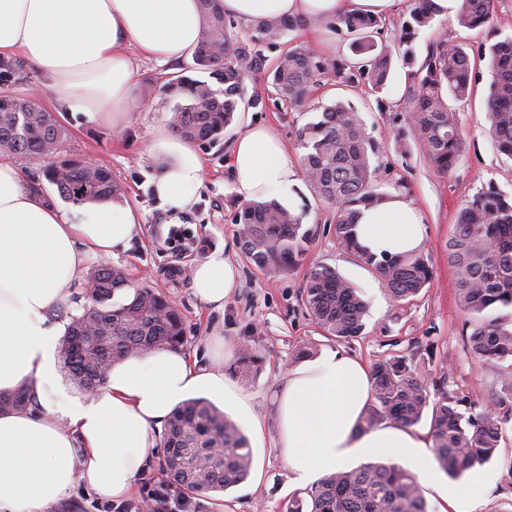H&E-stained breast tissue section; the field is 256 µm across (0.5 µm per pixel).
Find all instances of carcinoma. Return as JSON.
I'll use <instances>...</instances> for the list:
<instances>
[{
	"label": "carcinoma",
	"mask_w": 512,
	"mask_h": 512,
	"mask_svg": "<svg viewBox=\"0 0 512 512\" xmlns=\"http://www.w3.org/2000/svg\"><path fill=\"white\" fill-rule=\"evenodd\" d=\"M497 0H457L454 21L466 29L491 28ZM202 34L194 51L195 69L224 85L216 92L208 82L176 75L159 86L143 82L148 99L158 92L176 101L169 124L187 140L215 141L240 107L256 108L259 97L246 98L245 79L254 72L271 78L280 99L292 108L310 105L313 87L331 77L336 83L356 88L362 84L380 94L386 87L394 57L406 68L408 99L412 104L413 131L426 147L429 164L443 175L461 164L463 141L456 113L448 97L468 98L479 79L471 65L474 57L486 63L492 80L487 97L489 133L497 150L512 159V36L483 43L473 53L462 43L434 29L433 0H412L408 16L400 23L396 46L380 44L383 23L369 14L351 13L330 25L351 37V56H315L304 45L284 40L311 20L288 17L241 26L224 13L221 0H199ZM431 31L426 54L418 57L416 40ZM280 40V52L268 63L265 49ZM320 116L299 130L303 149L301 165L312 193L334 209L336 243L359 265L373 270L397 300L417 295L429 282L428 264L420 255L378 257L358 245L355 221L358 206L387 197L381 190L376 153L359 111L353 104L335 101L320 106ZM68 130L36 98L0 92V153L45 159L43 176L60 196L74 202L119 198L120 189L109 169L90 168L63 155ZM303 215L275 201H254L238 213L240 236L250 261L259 268L290 263L304 251L308 231ZM448 255L456 271L460 306L470 317L469 345L480 361L512 359V316L493 311L512 309V201L489 188L480 193L458 216L448 239ZM95 296L78 314L69 316L58 353L63 367L84 391L105 383L112 363L159 348L177 349L184 344L181 312L164 294L138 288L126 303H114L116 292L129 286L126 272L107 263L88 274ZM304 301L316 323L330 336L354 338L364 328L366 304L355 288L326 266L315 267L308 277ZM112 337V351L101 355L90 337ZM260 359L244 348L234 372L249 378ZM375 404L361 417L359 427L370 430L383 420L411 427L429 417V434L440 467L459 478L488 462L500 441L501 419L470 402L464 415V399L450 392L431 398L427 386L411 366L393 358L373 371ZM33 401L23 386L9 395L0 394V412L25 408ZM166 448L163 468L169 483L197 496L221 492L242 483L252 464V449L239 427L208 401L193 399L178 406L162 435ZM310 500L293 496L285 512H428L415 476L383 459L323 477L309 494Z\"/></svg>",
	"instance_id": "cac0c4a2"
}]
</instances>
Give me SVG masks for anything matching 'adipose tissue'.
I'll return each instance as SVG.
<instances>
[{"label":"adipose tissue","instance_id":"obj_1","mask_svg":"<svg viewBox=\"0 0 512 512\" xmlns=\"http://www.w3.org/2000/svg\"><path fill=\"white\" fill-rule=\"evenodd\" d=\"M399 2L224 0V11L248 24L283 16L327 21L356 12L383 17ZM200 34L198 0H0V56L31 62L61 111L115 128L126 120L136 82L127 46L165 64L194 50ZM151 148L167 161L153 194L179 218L196 202L204 164L191 142L163 129ZM231 165L244 201L288 194L299 181L285 144L266 125L235 138ZM139 225L134 209L114 201L49 204L27 190L14 164L0 161V392L28 384L38 404L34 413H0V512H50L78 480L101 499L127 498L162 426L193 393L251 411L225 375L220 352L207 367L179 349L131 355L113 363L92 394L65 396L56 352L67 325L49 311L69 301L86 255L128 247ZM355 232L370 252L397 257L420 251L427 228L422 212L395 192L361 207ZM237 280L220 247L191 271L199 301L219 308ZM371 389L366 367L337 350L289 371L275 402L291 483L307 486L356 455L402 459L429 474L422 439L387 423L360 430Z\"/></svg>","mask_w":512,"mask_h":512}]
</instances>
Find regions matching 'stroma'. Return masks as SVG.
<instances>
[{"label":"stroma","mask_w":512,"mask_h":512,"mask_svg":"<svg viewBox=\"0 0 512 512\" xmlns=\"http://www.w3.org/2000/svg\"><path fill=\"white\" fill-rule=\"evenodd\" d=\"M490 80L488 72H481L472 98L450 103L457 113L466 154L458 169L447 176L428 164L414 135L401 61H394L383 92L393 111H378L374 94L364 85L345 88L328 84L314 91V104L342 98L358 109L380 147L377 162L384 191H395L397 183H404L405 196L425 217L428 233L421 255L430 266L431 281L417 297L401 301L391 296L372 270L358 265L337 246L332 210L302 181L281 203L303 217L302 227L309 232L303 254L277 270L258 268L244 254L236 222L242 202L234 189L230 162L234 137L248 126L268 125L295 161L301 154L298 130L314 118L313 113L280 105L265 74H254L247 81L248 93L259 94L264 109L237 113L220 140L195 144L204 161V175L197 203L182 218L190 239L181 253L166 244L168 215L152 190V180L159 171L158 157L150 150L153 133L167 127L172 101L159 93L149 101L137 102L126 123L116 130L85 122L78 115L57 113L69 131L67 153L108 167L123 202L142 215L141 229L129 247L108 259L112 266L124 269L132 281L130 288L122 290V297L131 299L134 288L143 287L162 292L175 302L185 323L183 350L198 365H210L216 336L224 340L225 372H232L241 347H248L261 360L260 371L238 383L249 395L253 413L252 420L238 422L250 437V474L227 492L190 497L187 512H283L290 495H306V488L288 481V464L277 445L275 412V395L286 372L299 365L297 353L304 348L313 358L328 349L339 350L369 369L401 357L425 379L432 397L447 391L495 409L503 418L495 456L457 479L435 469L433 478L420 479L419 487L429 512H469L465 498H449L448 492L475 485L480 486L486 501L482 512H512V390L502 376L503 363L478 361L471 352L466 336L468 316L457 299L454 268L448 259V240L463 207L490 187L512 197V159L500 154L487 134L485 98ZM218 246L239 273L234 294L220 309L198 302L188 275ZM318 265L335 269L361 291L368 305L361 336L345 341L325 335L306 309L305 284ZM174 266L183 268L184 276H170ZM152 457L148 472L129 499L118 503L100 500L79 482L54 512H142L148 490L168 485L162 469V445H155Z\"/></svg>","instance_id":"stroma-1"}]
</instances>
